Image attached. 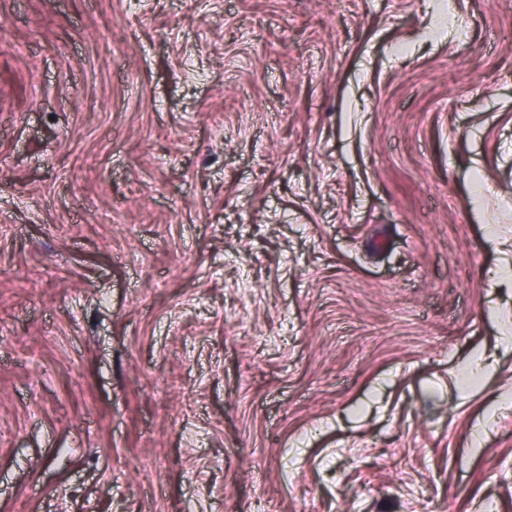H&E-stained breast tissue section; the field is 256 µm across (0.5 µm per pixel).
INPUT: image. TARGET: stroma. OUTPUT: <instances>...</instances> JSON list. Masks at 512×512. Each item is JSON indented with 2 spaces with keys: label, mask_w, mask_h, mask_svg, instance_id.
Returning <instances> with one entry per match:
<instances>
[{
  "label": "stroma",
  "mask_w": 512,
  "mask_h": 512,
  "mask_svg": "<svg viewBox=\"0 0 512 512\" xmlns=\"http://www.w3.org/2000/svg\"><path fill=\"white\" fill-rule=\"evenodd\" d=\"M0 29V512H512V0Z\"/></svg>",
  "instance_id": "35a3bbf8"
}]
</instances>
